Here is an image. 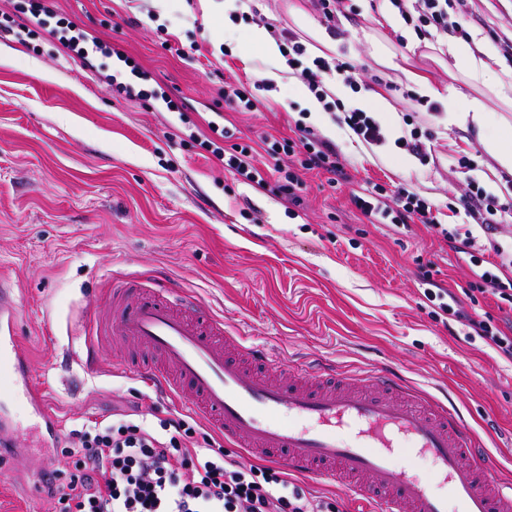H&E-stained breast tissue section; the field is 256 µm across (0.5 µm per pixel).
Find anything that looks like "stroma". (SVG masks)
<instances>
[{
  "label": "stroma",
  "mask_w": 512,
  "mask_h": 512,
  "mask_svg": "<svg viewBox=\"0 0 512 512\" xmlns=\"http://www.w3.org/2000/svg\"><path fill=\"white\" fill-rule=\"evenodd\" d=\"M223 3L170 0L163 12L156 0H0V45L15 51L0 63V275L16 284L21 348L49 409L65 431L132 402L176 412L169 398L111 371L124 351L103 352L96 372L83 371L82 310L94 287L115 275L161 272L193 290L226 327L275 352L330 357L353 372L386 361L421 390L448 397L512 475V361L459 323L435 320L417 279L419 265L431 262L438 281L457 290L469 280L467 264L421 224L402 231L372 224L350 202L352 192L379 183L407 187L444 213L461 206L474 181L512 203V173L482 143L512 126V112L484 88L474 95L495 120L482 132L450 121L449 99L433 112L420 106L423 93L406 71L461 90L465 78L449 74L447 50L420 42L404 22L381 25L383 0H356V12L337 15L332 30L307 0L254 5L263 22L307 46L320 35L333 44V59L362 67L344 106L354 107L357 92L385 88L398 115L432 133L429 164L397 146L403 130L390 121L382 123L386 143L369 146L340 123L338 110L302 108L309 53L274 91L262 92V111H233L225 85L252 86L274 64L257 51L243 56L250 24L226 16ZM448 20L463 22L471 47L506 66L499 44L512 41V0H455ZM69 21L118 49L97 56V66L145 90V100L122 98L72 59L57 36ZM384 53L398 69L379 64ZM182 105L190 123L180 119ZM218 111L244 142L288 137L303 123L335 145L351 182L307 174L295 208L235 181L195 142ZM462 156L470 167L458 166ZM12 415L17 447L0 460V512H52L42 474L56 468L69 476L77 456L61 442L44 446L25 410Z\"/></svg>",
  "instance_id": "1"
}]
</instances>
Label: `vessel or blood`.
<instances>
[{"label": "vessel or blood", "instance_id": "b4317fda", "mask_svg": "<svg viewBox=\"0 0 512 512\" xmlns=\"http://www.w3.org/2000/svg\"><path fill=\"white\" fill-rule=\"evenodd\" d=\"M107 288L111 317L95 300L86 304L87 347L134 341L144 383L169 397L189 392L188 409L250 458L375 498L379 512H512V480L498 474L466 421L386 364L354 374L327 361L283 360L228 333L194 296L156 277H115ZM18 314L13 286L0 276L1 448L16 445V407L42 436L60 430L20 349ZM404 449L431 461L435 482L397 462Z\"/></svg>", "mask_w": 512, "mask_h": 512}]
</instances>
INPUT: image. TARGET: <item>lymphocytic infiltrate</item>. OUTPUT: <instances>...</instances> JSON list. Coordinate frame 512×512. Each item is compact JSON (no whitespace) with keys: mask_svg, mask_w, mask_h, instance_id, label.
<instances>
[{"mask_svg":"<svg viewBox=\"0 0 512 512\" xmlns=\"http://www.w3.org/2000/svg\"><path fill=\"white\" fill-rule=\"evenodd\" d=\"M420 41L444 43L449 33H463L449 24L448 0H389ZM211 136L201 149L223 161L239 181L300 205L303 172L346 177V164L328 141L313 129L296 125L285 140L263 137L260 146L227 144L224 127L208 124ZM272 160V172L258 164V153ZM291 165H284V158ZM352 205L365 217L397 228L416 221L438 241L466 254L472 279L461 295L447 294L434 278L433 265L420 266L424 295L434 318L463 325L468 336L483 340L512 360V322L492 316L474 317L481 299L494 298L498 309L512 311V250L495 239L496 220L512 219V205L470 182L463 203L467 220L445 224L425 198L406 188L388 194L378 184L352 194ZM485 240H477L476 231ZM195 427L181 417L150 424L140 411L113 410L95 422L75 424L65 435L78 455L76 471L61 485L59 470L43 476L53 512H339L336 503L304 491L285 472L259 468L234 455L213 437L195 439Z\"/></svg>","mask_w":512,"mask_h":512,"instance_id":"obj_1","label":"lymphocytic infiltrate"}]
</instances>
